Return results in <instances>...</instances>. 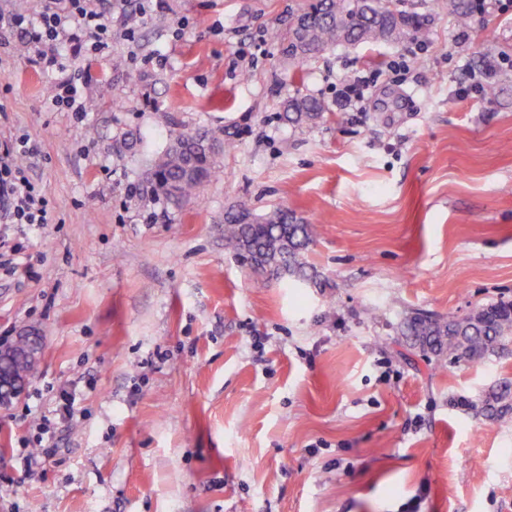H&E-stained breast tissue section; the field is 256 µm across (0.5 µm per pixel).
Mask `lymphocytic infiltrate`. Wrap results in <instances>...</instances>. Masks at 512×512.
<instances>
[{
  "instance_id": "1",
  "label": "lymphocytic infiltrate",
  "mask_w": 512,
  "mask_h": 512,
  "mask_svg": "<svg viewBox=\"0 0 512 512\" xmlns=\"http://www.w3.org/2000/svg\"><path fill=\"white\" fill-rule=\"evenodd\" d=\"M126 0H43L35 13H13L7 27L22 45L30 65L54 74L50 101L77 115H85L87 103L80 87L84 73L74 67L63 52L65 44L81 42L93 55L112 46V22L121 20V34L134 41L135 30L126 26ZM36 150L27 139L0 141V222L43 228L49 220L48 202L27 174L24 157Z\"/></svg>"
}]
</instances>
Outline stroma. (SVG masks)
<instances>
[{
  "label": "stroma",
  "instance_id": "35a3bbf8",
  "mask_svg": "<svg viewBox=\"0 0 512 512\" xmlns=\"http://www.w3.org/2000/svg\"><path fill=\"white\" fill-rule=\"evenodd\" d=\"M297 5L165 0L135 44L74 47L80 122L0 48V138L37 146L50 210L0 223V346L44 338L0 406V512H512V418L479 410L512 347L437 363L395 342L412 312L512 302V69L455 93L512 29L474 20L460 45L446 0H405L428 39L340 46L294 83L272 34ZM370 72L365 111L337 110L339 77ZM299 93L327 104L316 125L281 120ZM177 128L238 142L179 209L148 180ZM242 199L316 225L310 281L225 249ZM74 382L55 454L23 470ZM77 399L76 388L68 390H62L55 400V408L53 410L54 419H58L61 422L72 421L75 415L74 405Z\"/></svg>",
  "mask_w": 512,
  "mask_h": 512
}]
</instances>
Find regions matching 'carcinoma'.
Returning a JSON list of instances; mask_svg holds the SVG:
<instances>
[{
	"instance_id": "1",
	"label": "carcinoma",
	"mask_w": 512,
	"mask_h": 512,
	"mask_svg": "<svg viewBox=\"0 0 512 512\" xmlns=\"http://www.w3.org/2000/svg\"><path fill=\"white\" fill-rule=\"evenodd\" d=\"M295 15L305 24L284 35L275 32L280 55L286 63H300L320 57L338 46L398 42L408 34L426 37L427 32L414 13L398 7L391 9L387 0H308ZM328 111L324 101L311 96H297L283 106V119L294 126L312 125ZM209 136L205 130L173 132L170 144L158 157L151 172L155 191L176 205L190 200L199 187L218 174L216 155L197 149L198 142ZM314 239L313 225L285 208L276 207L258 214L241 201L224 213V244L240 259L271 272L291 278H309L303 253ZM401 335L410 346L438 360L464 357L482 359L502 349L512 340V302L479 306L463 317H433L415 312L403 323ZM29 342L18 340L19 355L7 369L21 379L29 377L38 360L25 355ZM481 410L496 417L512 415V386L505 383L482 402Z\"/></svg>"
}]
</instances>
